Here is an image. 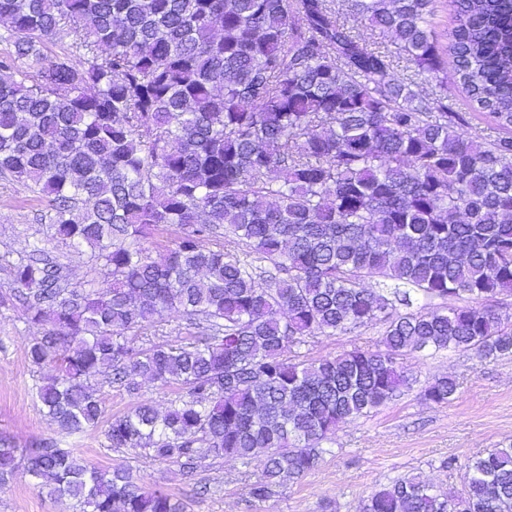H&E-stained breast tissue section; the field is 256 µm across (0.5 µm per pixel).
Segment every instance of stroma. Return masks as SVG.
Instances as JSON below:
<instances>
[{"label":"stroma","instance_id":"obj_1","mask_svg":"<svg viewBox=\"0 0 512 512\" xmlns=\"http://www.w3.org/2000/svg\"><path fill=\"white\" fill-rule=\"evenodd\" d=\"M418 78L431 97L447 93L449 107L465 113L471 132L496 136L492 117L472 110L462 88L452 84L443 90L430 77ZM48 211L45 199L0 177V438L13 439L21 448L52 439L100 466H127L143 486L164 488L180 499L186 512H360L363 501L376 490L408 474L460 493L469 459L512 444V357L483 359L472 351L403 353L399 363L416 376L418 385L444 374L456 378L457 399L436 405L420 399L418 385L405 391L369 416L340 426L313 471L264 501L248 493L249 483L261 474L260 461L245 466L210 458L201 464L198 483L190 484L177 464L112 450L104 429L82 435L60 432L40 409L36 388L43 373L27 357L30 341L43 328L27 322L15 301L8 263L27 242L37 240L59 255L74 279L99 277L100 270L89 252L58 246L51 237ZM382 332V325L372 324L348 334L319 336L307 355L333 356L356 346L374 350ZM179 393L175 384L146 386L135 395L105 384L100 396L107 414L120 415L142 400L165 409ZM0 512H73V508L68 501L42 492L20 469L0 490Z\"/></svg>","mask_w":512,"mask_h":512}]
</instances>
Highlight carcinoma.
I'll return each mask as SVG.
<instances>
[{
    "mask_svg": "<svg viewBox=\"0 0 512 512\" xmlns=\"http://www.w3.org/2000/svg\"><path fill=\"white\" fill-rule=\"evenodd\" d=\"M447 69L434 0H350L442 89L459 84L504 134L477 140L447 97L328 0H0V177L48 200L53 237L104 275L75 281L33 244L9 265L36 396L60 430L106 426L110 447L170 461L263 460L262 501L313 471L340 425L410 387L407 350L512 356V0H454ZM181 228L153 257V231ZM397 288H374L372 281ZM419 312H400L410 293ZM178 311L203 334L136 345ZM384 326L377 350L309 359L318 335ZM128 393L180 385L163 412L105 418L100 378ZM443 375L424 401L454 400ZM24 467L75 512H184L127 467L44 440L0 441V486ZM361 512H512V444L474 457L463 493L417 475ZM329 4L331 8L336 11V15L340 18L341 21H344L348 26L353 27L354 31L360 33L368 42L374 43L373 46L380 47L381 50H389L391 51L397 58V67L395 68V73L398 78H408L413 76L416 81L422 83L423 89L426 93L430 94V97L435 98L441 94V88L437 85V82L427 75L414 76L416 72V68L412 62H410L407 54L400 50L389 37H384L379 34V31H371V29H367L363 27L358 22H355L350 12L348 11V3L347 0H329ZM399 57V59H398Z\"/></svg>",
    "mask_w": 512,
    "mask_h": 512,
    "instance_id": "obj_1",
    "label": "carcinoma"
}]
</instances>
